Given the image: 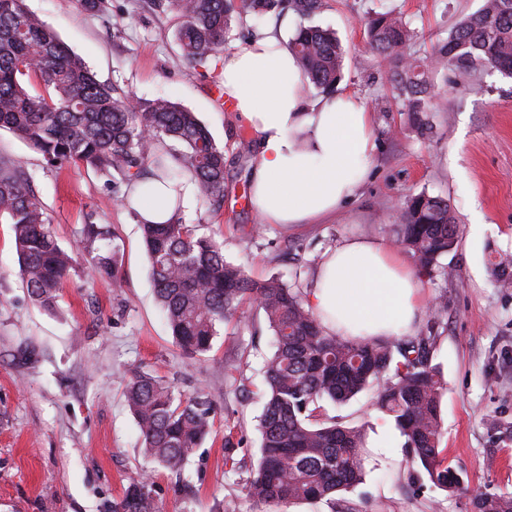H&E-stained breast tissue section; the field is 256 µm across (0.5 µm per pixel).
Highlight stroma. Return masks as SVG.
I'll list each match as a JSON object with an SVG mask.
<instances>
[{"label": "stroma", "instance_id": "35a3bbf8", "mask_svg": "<svg viewBox=\"0 0 512 512\" xmlns=\"http://www.w3.org/2000/svg\"><path fill=\"white\" fill-rule=\"evenodd\" d=\"M97 78L117 94L168 96L196 112L223 147L224 206L201 197L183 207V223L224 245L228 262L255 279L280 278L309 296L322 254L352 237L391 242V223L408 196L447 198L459 227L444 256L448 277H422L426 306L442 310L432 349L445 390L442 438L464 490L443 491L417 477L405 439L377 410L376 388L349 402H323L322 417L365 425L367 442L389 437L386 454L368 452L362 483L326 502L259 505L246 469L224 465V427L251 460L260 443L265 367L273 336L262 313L245 307L218 329L212 348L192 355L176 345L150 278L128 185L70 163L49 164L10 132L0 131V156L21 159L32 176L59 245L78 246L85 225L103 227L120 248L117 280L93 276L94 256L65 280L54 310L37 305L22 283L10 224L0 223V512H105L131 478L148 470L126 383L149 373L189 395L204 391L215 408L210 436L180 474H155L160 512H471L472 494L512 492V288L499 287L490 261L512 254V78L485 71L478 89L458 77L438 82L445 111L431 113V132L417 131L386 79V64L366 50L372 11L396 10L415 32L414 48L432 54L460 16L481 0H324L318 24L336 30L345 50L336 92L358 96L375 123L377 149L361 196L323 224L267 225L251 234V161L239 158L247 127L216 107L217 67L192 68L175 38L177 16L150 0H103L98 12L78 0H25Z\"/></svg>", "mask_w": 512, "mask_h": 512}]
</instances>
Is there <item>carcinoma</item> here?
Listing matches in <instances>:
<instances>
[{
	"mask_svg": "<svg viewBox=\"0 0 512 512\" xmlns=\"http://www.w3.org/2000/svg\"><path fill=\"white\" fill-rule=\"evenodd\" d=\"M180 19L176 37L186 60L205 66L246 17L261 19L280 0H152ZM303 20L288 40L309 83L322 93L342 79L344 50L336 34L311 22L322 0H290ZM414 31L400 15L376 12L369 20V52L390 64L388 79L404 96L418 128L440 106L433 77L460 78L486 69L512 76V0H482L454 22L430 56L410 52ZM13 133L54 162L81 164L132 184L150 175L174 179L190 172L198 194L224 204V149L197 114L170 97L120 96L100 82L25 0H0V130ZM169 140L181 146L162 153ZM12 224L21 278L30 297L52 310L74 253L61 248L21 161L0 157V219ZM394 243L430 277L448 275L439 259L457 244L448 200L425 192L406 199ZM155 291L175 343L191 354L212 347L220 324L247 302L262 311L274 337L266 366L260 445L245 489L258 503L333 501L363 480L365 432L336 418H317L312 405L345 403L384 379L376 406L405 437L412 463L445 491L464 484L440 448L443 383L431 364L439 308L412 336L371 341L327 334L299 293L277 278L258 280L224 259L223 245L182 223L175 208L163 224H142ZM118 250L97 255L94 273L117 281ZM503 288L512 287V258L494 263ZM125 398L140 432L141 453L154 470L179 473L212 432L214 408L199 391L189 397L165 380L140 373ZM152 472L132 480L110 512H158ZM473 512H512V494H478Z\"/></svg>",
	"mask_w": 512,
	"mask_h": 512,
	"instance_id": "obj_1",
	"label": "carcinoma"
}]
</instances>
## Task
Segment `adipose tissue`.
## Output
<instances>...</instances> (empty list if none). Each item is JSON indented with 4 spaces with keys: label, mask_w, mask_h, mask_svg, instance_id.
Segmentation results:
<instances>
[{
    "label": "adipose tissue",
    "mask_w": 512,
    "mask_h": 512,
    "mask_svg": "<svg viewBox=\"0 0 512 512\" xmlns=\"http://www.w3.org/2000/svg\"><path fill=\"white\" fill-rule=\"evenodd\" d=\"M224 98L253 132L250 197L267 224H315L365 186L376 148L371 112L350 93L310 97L295 55L273 31L224 51ZM191 174L134 184L128 205L141 220L167 221L188 202ZM417 272L385 243L353 238L323 253L309 307L327 333L412 334L424 310Z\"/></svg>",
    "instance_id": "1"
}]
</instances>
